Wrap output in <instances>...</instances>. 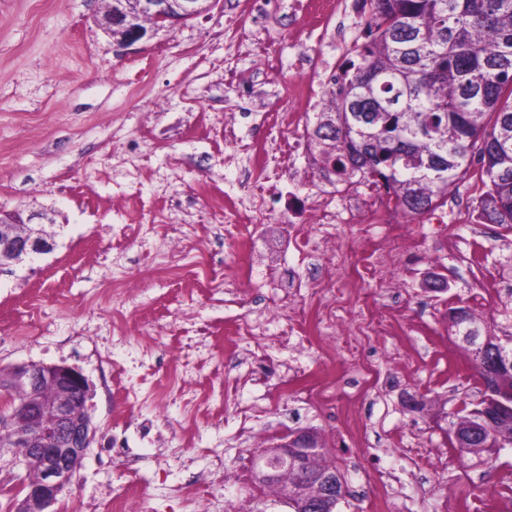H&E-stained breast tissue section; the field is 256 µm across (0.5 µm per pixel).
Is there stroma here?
Masks as SVG:
<instances>
[{
    "label": "stroma",
    "mask_w": 512,
    "mask_h": 512,
    "mask_svg": "<svg viewBox=\"0 0 512 512\" xmlns=\"http://www.w3.org/2000/svg\"><path fill=\"white\" fill-rule=\"evenodd\" d=\"M249 0H217L207 12L116 49L97 26L104 0H0V211L46 213L54 250L0 269V370L28 363L66 364L88 379L87 403L94 437L63 501L104 496L114 487L139 485L153 512H193L195 504L222 501V512H290L273 492L258 493L251 467H240L238 449L256 457L278 437L299 427L325 436L327 458L347 480L335 512H387L364 470L397 476V512H453L462 493L499 500L512 512L501 474H512V448L489 463H439L450 441L433 425L437 410L477 403L482 385L473 363L448 337V308L469 306L500 338L512 335V235L478 221L473 204L482 185L470 176L448 191L455 208L449 238H434L416 219L411 229L425 257L412 261L409 290L401 305L405 320L397 335L381 337L366 351L384 380L364 396L354 429L342 407L289 394L268 397L263 385L240 381L239 356L225 336L246 316L265 308L279 290L306 281L303 254L288 246L295 225L309 224L315 195L334 187L315 173V147L304 144L292 171L282 173L266 195L268 214L260 224H228L224 200L248 208L244 146L268 136V112L286 107L292 65L301 45H330L321 31L299 36L288 29L291 0H271L260 25L270 52L284 69L265 71L264 58L235 37L232 25ZM247 83L241 100L231 74ZM204 249L218 261L235 263L244 291L229 298L208 290L200 270L185 255ZM477 262H469L472 249ZM166 270H158V257ZM441 275L442 293L429 292V275ZM138 289L144 304L140 333L153 337L150 351L119 345L112 327L124 296L110 292L113 277ZM498 281L503 294L484 302L480 293ZM423 319L425 333L411 320ZM97 337L112 357V386L104 388L95 361L66 344L67 336ZM337 352L321 358L300 344L256 366L277 381L284 363L299 359L315 380L348 385L353 368L343 337ZM437 344L454 372L415 366L410 348ZM187 364L185 381L197 390L224 387V403L187 426L183 401L172 397L151 432L149 410L119 417L112 406L125 388L147 392L165 381L172 356ZM422 396L424 407L406 396ZM126 437L133 463H108L113 437ZM197 478L195 502L182 490Z\"/></svg>",
    "instance_id": "1"
}]
</instances>
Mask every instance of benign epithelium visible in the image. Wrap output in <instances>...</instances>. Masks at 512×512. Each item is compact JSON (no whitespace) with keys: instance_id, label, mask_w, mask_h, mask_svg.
<instances>
[{"instance_id":"1","label":"benign epithelium","mask_w":512,"mask_h":512,"mask_svg":"<svg viewBox=\"0 0 512 512\" xmlns=\"http://www.w3.org/2000/svg\"><path fill=\"white\" fill-rule=\"evenodd\" d=\"M212 0H107L97 25L121 47H131L161 30H168L199 16ZM43 214L23 215L16 211L0 214V268L51 252L52 237L34 220ZM27 225L25 232L15 233L13 226ZM476 345L478 362L494 375L512 369V350L489 348L479 344L477 336H462ZM6 389L17 390L22 397L14 400L10 414L0 423L16 428L14 443L19 451L11 464L36 468L34 477L24 485V494L14 505V512H54L53 507L67 490L71 479L86 456L93 439L88 415L70 412L65 397L52 401L41 398L43 388L52 387L65 395L76 392L87 398L90 384L75 367L68 365L25 364L3 375ZM489 422L487 414L466 430H453L456 448H479L483 445ZM321 439L311 427L288 434V440L276 444L256 458L255 472L264 479H274L286 466L299 468L319 448ZM344 482L334 470L313 474L309 481L286 495L297 512H330L342 500Z\"/></svg>"}]
</instances>
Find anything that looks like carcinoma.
Masks as SVG:
<instances>
[{"label":"carcinoma","mask_w":512,"mask_h":512,"mask_svg":"<svg viewBox=\"0 0 512 512\" xmlns=\"http://www.w3.org/2000/svg\"><path fill=\"white\" fill-rule=\"evenodd\" d=\"M364 41L324 106L321 156L417 217L479 164V217L512 234V0H363ZM512 445V415L490 426Z\"/></svg>","instance_id":"cac0c4a2"}]
</instances>
